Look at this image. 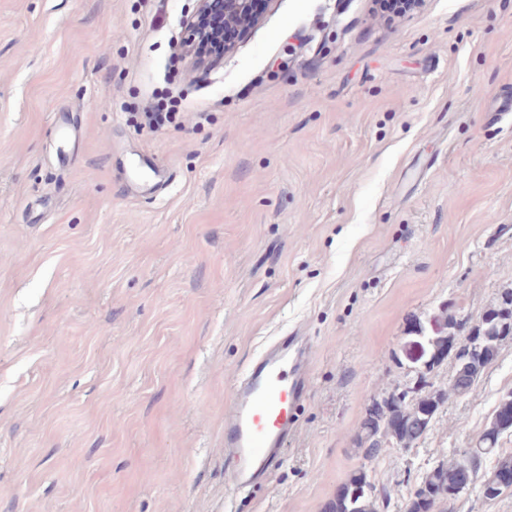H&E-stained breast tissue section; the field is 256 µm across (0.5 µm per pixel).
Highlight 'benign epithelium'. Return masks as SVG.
Wrapping results in <instances>:
<instances>
[{
  "label": "benign epithelium",
  "instance_id": "7a95c632",
  "mask_svg": "<svg viewBox=\"0 0 512 512\" xmlns=\"http://www.w3.org/2000/svg\"><path fill=\"white\" fill-rule=\"evenodd\" d=\"M253 0H197L195 10L182 23V49L197 70H207L224 59L230 47L224 45V26H239L242 35L260 22L253 15Z\"/></svg>",
  "mask_w": 512,
  "mask_h": 512
}]
</instances>
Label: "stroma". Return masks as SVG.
I'll list each match as a JSON object with an SVG mask.
<instances>
[{
    "label": "stroma",
    "instance_id": "35a3bbf8",
    "mask_svg": "<svg viewBox=\"0 0 512 512\" xmlns=\"http://www.w3.org/2000/svg\"><path fill=\"white\" fill-rule=\"evenodd\" d=\"M195 6L0 0V512H325L359 469L397 512L512 392L508 342L413 449L355 443L415 327L512 288V0H278L205 72ZM296 329L299 427L235 490L224 408Z\"/></svg>",
    "mask_w": 512,
    "mask_h": 512
}]
</instances>
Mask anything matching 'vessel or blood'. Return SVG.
<instances>
[{"mask_svg":"<svg viewBox=\"0 0 512 512\" xmlns=\"http://www.w3.org/2000/svg\"><path fill=\"white\" fill-rule=\"evenodd\" d=\"M310 353L307 337L277 339L234 386L224 410V456L235 464L234 487L256 483L278 465L294 432L291 410L307 391Z\"/></svg>","mask_w":512,"mask_h":512,"instance_id":"b4317fda","label":"vessel or blood"}]
</instances>
